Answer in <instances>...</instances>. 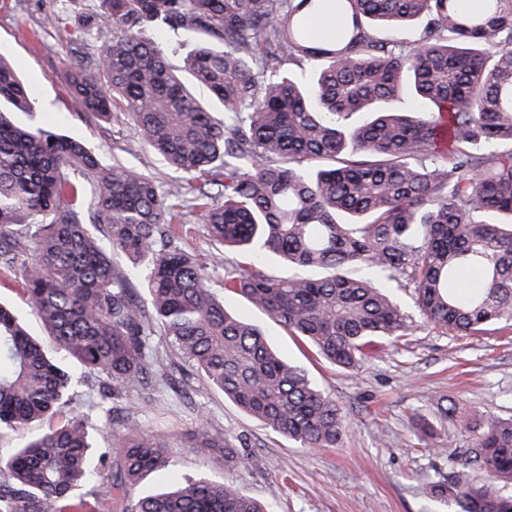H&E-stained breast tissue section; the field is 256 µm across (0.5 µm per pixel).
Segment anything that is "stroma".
<instances>
[{
	"mask_svg": "<svg viewBox=\"0 0 512 512\" xmlns=\"http://www.w3.org/2000/svg\"><path fill=\"white\" fill-rule=\"evenodd\" d=\"M98 0H0V53L22 74L36 104L20 121L84 140L105 163L118 160L155 176L165 191L179 179L133 131L127 115L88 119L74 101L66 71L96 57L98 42L82 18ZM224 304L265 326L279 355L305 370L342 410L347 433L339 447L311 449L272 432L247 415L183 360H173L159 396L136 407L141 428L174 448L171 466L145 476L136 493L176 485L203 471L224 477L268 512H437L431 482L461 458L470 439L441 418L455 402L473 416H512V333L458 336L414 318L408 334L380 347L354 372L322 361L237 296ZM223 436L225 449L208 456L192 447L199 423ZM432 424L435 445L413 434ZM246 465H237V458Z\"/></svg>",
	"mask_w": 512,
	"mask_h": 512,
	"instance_id": "35a3bbf8",
	"label": "stroma"
}]
</instances>
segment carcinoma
<instances>
[{
    "label": "carcinoma",
    "instance_id": "obj_1",
    "mask_svg": "<svg viewBox=\"0 0 512 512\" xmlns=\"http://www.w3.org/2000/svg\"><path fill=\"white\" fill-rule=\"evenodd\" d=\"M319 15L336 36L314 34ZM414 23L412 43L377 35ZM86 28L99 52L67 71L75 99L99 119L120 100L203 212L212 260L180 246L182 213L154 177L16 123L11 113L35 103L0 55V270L20 273L48 330L37 339L0 304V438L70 400L80 380L58 349L99 377L102 402L153 401L168 366L151 344L161 336L273 432L339 446L335 398L225 308L213 274L344 371L408 331L394 285L436 328L512 329V0L474 11L461 0H99ZM406 80L418 104L397 112ZM228 249L245 261L224 263ZM269 257L299 272L270 275ZM443 414L471 438L464 461L479 476L442 472L431 495L452 512H512V417L476 421L453 402ZM97 430L74 416L1 450L0 512H267L205 475L138 495L173 448L131 417L111 451L96 448ZM192 438L224 447L203 422Z\"/></svg>",
    "mask_w": 512,
    "mask_h": 512
}]
</instances>
